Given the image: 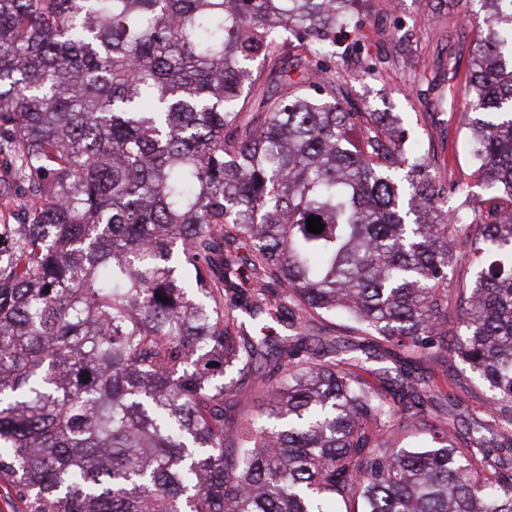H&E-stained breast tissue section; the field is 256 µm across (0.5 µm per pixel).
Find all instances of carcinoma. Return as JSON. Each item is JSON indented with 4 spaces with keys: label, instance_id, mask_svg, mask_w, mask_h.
Returning a JSON list of instances; mask_svg holds the SVG:
<instances>
[{
    "label": "carcinoma",
    "instance_id": "obj_1",
    "mask_svg": "<svg viewBox=\"0 0 512 512\" xmlns=\"http://www.w3.org/2000/svg\"><path fill=\"white\" fill-rule=\"evenodd\" d=\"M356 2L0 0V476L26 512H512V208L472 235L398 116L336 100ZM478 2L471 154L512 204V0ZM458 243L481 269L450 335ZM440 360L482 414L419 373ZM19 193V184L12 173L0 167V220L1 215L13 210L9 204L17 201Z\"/></svg>",
    "mask_w": 512,
    "mask_h": 512
}]
</instances>
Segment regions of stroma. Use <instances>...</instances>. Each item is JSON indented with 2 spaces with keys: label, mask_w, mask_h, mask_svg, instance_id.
<instances>
[{
  "label": "stroma",
  "mask_w": 512,
  "mask_h": 512,
  "mask_svg": "<svg viewBox=\"0 0 512 512\" xmlns=\"http://www.w3.org/2000/svg\"><path fill=\"white\" fill-rule=\"evenodd\" d=\"M476 0H360L354 29L336 39L338 100L395 112L408 146L427 157L448 207L486 215L487 193L471 160L461 112L480 40ZM373 74H366L367 66Z\"/></svg>",
  "instance_id": "35a3bbf8"
}]
</instances>
